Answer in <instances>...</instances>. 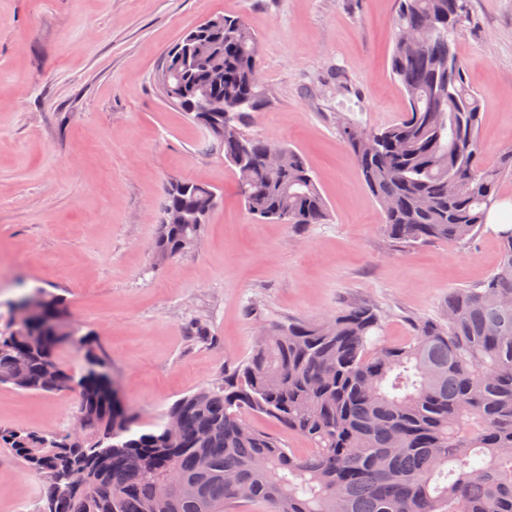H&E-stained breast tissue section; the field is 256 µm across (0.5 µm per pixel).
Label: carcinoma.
<instances>
[{
    "label": "carcinoma",
    "instance_id": "cac0c4a2",
    "mask_svg": "<svg viewBox=\"0 0 512 512\" xmlns=\"http://www.w3.org/2000/svg\"><path fill=\"white\" fill-rule=\"evenodd\" d=\"M467 0H400L391 70L404 115L379 130L343 123L365 189L398 243L465 245L499 197L512 148L495 168L482 162L481 104L455 50ZM405 29L416 32L404 40ZM157 79L166 100L205 127L192 102L221 101L224 132L210 146L237 173L246 211L257 221L306 228L325 224L326 200L305 158L288 144L245 132L269 94L259 80V40L232 12L190 29L165 54ZM279 150L285 165L265 160ZM218 203L201 181L164 187L156 261L176 258L201 238ZM495 270L480 284L453 288L451 319L412 323L404 344L381 341L383 319L350 303L318 321H270L251 355L217 381L174 401L151 424L112 404L89 370L110 361L92 331L67 322L68 304L41 292L44 318L0 328V386L37 393L74 391L82 438L0 426L10 449L42 484L36 512H235L260 502L267 512H512V228L499 233ZM79 348L80 372L58 356ZM273 420L307 440L298 455L248 416ZM177 470L186 491L162 503L158 485ZM251 486L242 500L238 489Z\"/></svg>",
    "mask_w": 512,
    "mask_h": 512
}]
</instances>
